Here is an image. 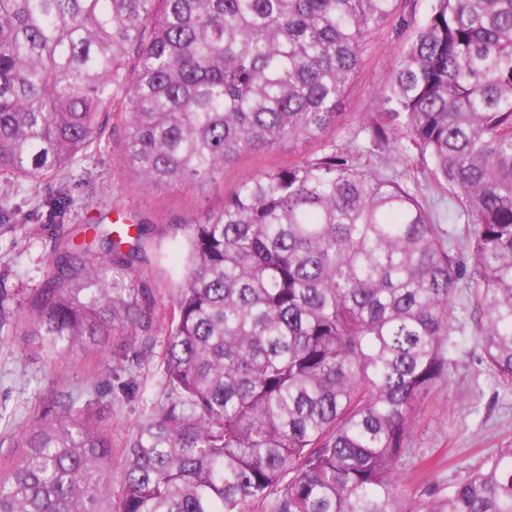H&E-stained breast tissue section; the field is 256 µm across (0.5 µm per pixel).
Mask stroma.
<instances>
[{
    "label": "stroma",
    "mask_w": 512,
    "mask_h": 512,
    "mask_svg": "<svg viewBox=\"0 0 512 512\" xmlns=\"http://www.w3.org/2000/svg\"><path fill=\"white\" fill-rule=\"evenodd\" d=\"M414 33V27L396 24L372 33L361 65L348 84L338 122L321 141H287L271 152L244 153L225 168L223 178L203 192L167 184L140 190L136 174L118 170L123 146L119 133L74 164L63 181L34 189L0 179V193L10 195L14 221L20 226L16 233L0 236V302L14 315H21L24 298L47 271L52 238L80 224L110 223L113 214L120 212L147 219L154 226L155 247L142 270L155 291L159 318L167 320L184 256L181 240L167 232L169 225L221 206L225 196L250 174L304 155H320L324 142L340 150L360 151L362 163L397 175L409 188L420 191L444 229L462 236L465 218L455 215L447 187L431 181L417 148L405 134L382 146L370 133L373 123L386 120L378 92ZM61 193L70 198L69 207L57 211L47 206V199ZM474 335L469 325L458 333L461 348L449 377L416 403L408 452L395 470L396 481L411 489L447 492L459 464H478L491 451L512 443V389L504 387L485 366L477 365ZM165 340L164 330H157L152 338L153 356L130 374L123 367L133 351L118 336L100 347L57 355L26 337L0 335V470L7 469L18 452L17 440L31 424L57 401L71 398L88 406L93 422L111 440L112 496L121 498L122 450L159 394V355ZM129 380L136 386L133 394L126 395L121 385Z\"/></svg>",
    "instance_id": "stroma-1"
}]
</instances>
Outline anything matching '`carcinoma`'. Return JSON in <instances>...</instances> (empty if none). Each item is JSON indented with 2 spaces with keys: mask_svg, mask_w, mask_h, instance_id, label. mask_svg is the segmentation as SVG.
<instances>
[{
  "mask_svg": "<svg viewBox=\"0 0 512 512\" xmlns=\"http://www.w3.org/2000/svg\"><path fill=\"white\" fill-rule=\"evenodd\" d=\"M402 0H0V175L37 187L124 130L147 190L196 191L250 151L336 126ZM467 216L334 148L243 178L169 226L186 246L161 395L124 451L69 400L26 431L0 512H512V445L416 498L393 478L462 310L512 385V0H432L379 93ZM0 195V235L13 232ZM61 232L14 329L50 353L152 350L153 227ZM467 252L470 264L458 254Z\"/></svg>",
  "mask_w": 512,
  "mask_h": 512,
  "instance_id": "obj_1",
  "label": "carcinoma"
}]
</instances>
